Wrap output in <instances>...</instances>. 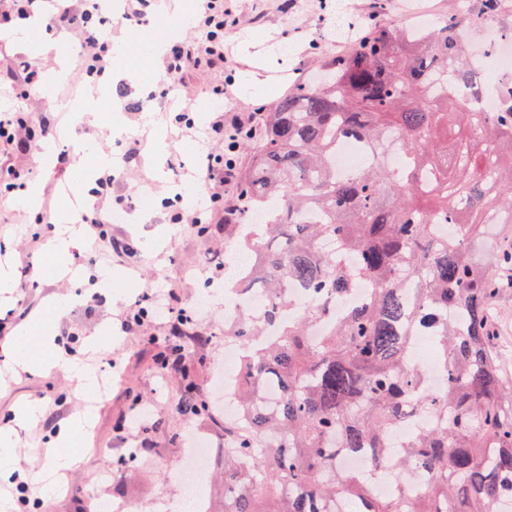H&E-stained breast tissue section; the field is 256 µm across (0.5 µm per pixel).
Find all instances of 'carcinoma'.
<instances>
[{"label": "carcinoma", "instance_id": "1", "mask_svg": "<svg viewBox=\"0 0 512 512\" xmlns=\"http://www.w3.org/2000/svg\"><path fill=\"white\" fill-rule=\"evenodd\" d=\"M502 10L482 0L472 22ZM470 23L454 13L422 32L381 23L265 115L244 209L224 219L245 254L237 278L266 304L224 328L250 355L213 512H328L336 500L347 512H512V380L490 344L500 284L473 257L489 215L512 213V108L475 112L461 95L474 87ZM394 139L398 168L380 160ZM344 141L379 159L340 173ZM362 284L366 300L336 311V296ZM291 288L309 297L296 314ZM423 332L447 376L437 394L407 362ZM194 389L180 413L205 409ZM415 413L433 425L388 456V431ZM347 452L384 473L405 467L416 483L385 499L343 473Z\"/></svg>", "mask_w": 512, "mask_h": 512}]
</instances>
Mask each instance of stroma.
Wrapping results in <instances>:
<instances>
[{
    "mask_svg": "<svg viewBox=\"0 0 512 512\" xmlns=\"http://www.w3.org/2000/svg\"><path fill=\"white\" fill-rule=\"evenodd\" d=\"M376 0H234L237 22L224 31V65L215 70H191L179 79L192 97L171 98L164 90L169 80L160 62L143 49L145 25H137L138 40L126 41V26L112 29L114 55L123 71H110L92 89L79 83L75 69L80 30L63 26L44 13L48 29L64 32V61L39 56L30 48L9 41L7 25L0 24V110L27 117L29 134L0 145V165L12 168L25 184L41 183L38 210L0 202V259L13 271L33 263L31 282L15 279L10 298L0 301V367L11 361L18 333L39 316L55 325L56 344L63 354L84 360L90 369L111 367L107 392L87 404L79 381L64 365L44 372L15 367L0 381V419L12 416L25 404L40 407L37 421L18 432L16 470L28 479L42 476L49 466L47 448L54 430L86 414L91 423L77 437L73 451L81 464L67 472L64 486L51 497L31 503L32 512H96L110 502L117 512H183V489L177 477L186 455L183 434L210 444L214 457L224 453V307L232 292L223 278H210L207 268L221 261L236 239L225 236L224 217L215 215L205 232L176 224L173 214L190 216L205 196L197 181L198 163L209 144L203 132L218 112L246 117L270 111L288 88L289 78L313 74L322 65L347 54L356 37L355 26L368 21ZM251 37L256 46L243 53L238 42ZM40 71L45 95L21 98L15 88L24 63ZM64 79H57V71ZM268 77L273 90L252 95L243 90L244 73ZM231 80L233 97L217 102L216 82ZM93 100L104 117L97 125L77 124L74 107ZM188 103L189 118L198 134L191 137L171 125L177 103ZM123 127L113 136L112 123ZM166 128L168 150L162 167H155L147 152L150 132ZM69 154L70 165L59 164ZM106 156L116 177L113 198L125 199L133 216L151 211V223L133 221L108 226V241L100 248L77 246L72 264L83 269L96 263L104 295L90 297L78 278L56 277L50 264L48 238L39 234L37 219L54 217L69 200L66 183L73 168L86 167L91 154ZM111 250L110 259L99 257ZM174 285L185 307L199 309L188 326L175 329L157 313L140 322L132 317L143 308L144 293ZM109 337L94 350L85 340L102 327ZM181 349L167 366L157 355L171 338ZM193 381L209 408L197 415L177 413L175 407L185 381ZM151 413L147 431L128 429L139 407ZM134 460H126L128 449Z\"/></svg>",
    "mask_w": 512,
    "mask_h": 512,
    "instance_id": "stroma-1",
    "label": "stroma"
}]
</instances>
